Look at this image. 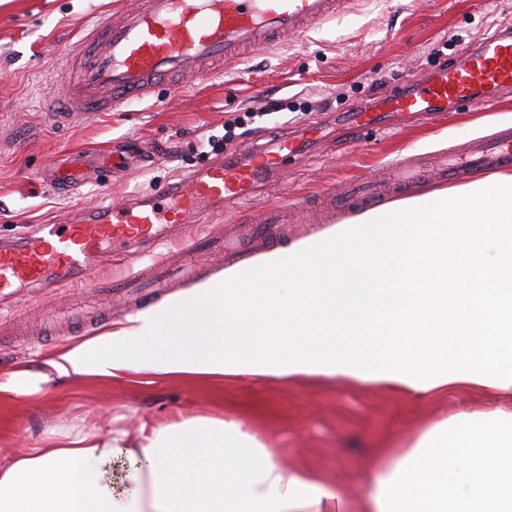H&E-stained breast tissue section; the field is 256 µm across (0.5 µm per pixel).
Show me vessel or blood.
Segmentation results:
<instances>
[{"label": "vessel or blood", "instance_id": "b4317fda", "mask_svg": "<svg viewBox=\"0 0 512 512\" xmlns=\"http://www.w3.org/2000/svg\"><path fill=\"white\" fill-rule=\"evenodd\" d=\"M360 0H136L118 19L101 20L77 44L55 77L63 88L58 105L66 116L88 118L134 99L151 97L164 81L192 70L198 61H238L243 51L262 50L275 38L300 34L342 13ZM512 94V32L500 31L462 50L447 66L418 80L415 88H395L385 96L388 112L425 117L448 107L470 110ZM301 146L279 140L271 152L255 150L245 164L213 163L169 185L161 203L130 199L121 205L80 210L68 223L42 225L28 238L0 242V295L29 288H72L97 282L103 268L120 260L133 265L151 257L154 288L182 282L188 268L169 272L160 247L181 240L183 226L239 205L284 160L298 159ZM512 168V127L463 151L434 158L402 156L372 181L351 180L340 192L306 201L319 221L333 224L351 211L405 195L428 175L440 181L477 179ZM87 156L72 155L65 171H53L55 188L71 190L89 176ZM288 214H266L265 236L286 237Z\"/></svg>", "mask_w": 512, "mask_h": 512}]
</instances>
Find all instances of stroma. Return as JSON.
I'll use <instances>...</instances> for the list:
<instances>
[{
  "mask_svg": "<svg viewBox=\"0 0 512 512\" xmlns=\"http://www.w3.org/2000/svg\"><path fill=\"white\" fill-rule=\"evenodd\" d=\"M130 0H0V238L30 235L45 220L61 221L80 206L126 202L131 194L160 192L167 184L221 159L244 162L270 148L274 136L304 137L307 152L283 165L270 186L244 206L225 210L191 236L237 237L277 207L333 192L350 178L372 179L400 154H434L503 126L512 100L467 112H446L430 123L348 129L352 112L378 110L390 89L411 85L448 63L462 49L512 23V0H364L359 12L332 20L315 33L277 40L239 61L159 86L151 98L128 102L123 111L102 112L86 122L51 116L60 95L53 82L69 48L99 16ZM277 112L264 111L270 101ZM237 120L223 152L203 139L222 137ZM134 141L160 155L151 167L113 174L97 168L79 194L55 193L49 171L74 151L98 152ZM110 307L111 319L73 334L25 343L10 316H34L46 307ZM126 295L100 289L63 288L0 299V457L35 447L45 432L93 426L136 429L178 415L240 418L289 465L308 467L361 493L373 460L408 447L425 427L459 411L486 410L482 392L460 388L419 401L388 388L320 377L253 384L165 381L132 385L118 380L58 379L18 396L3 388L16 364L40 369L45 356L66 344L89 340L113 323L144 310Z\"/></svg>",
  "mask_w": 512,
  "mask_h": 512,
  "instance_id": "stroma-1",
  "label": "stroma"
}]
</instances>
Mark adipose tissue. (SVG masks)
<instances>
[{"instance_id":"obj_1","label":"adipose tissue","mask_w":512,"mask_h":512,"mask_svg":"<svg viewBox=\"0 0 512 512\" xmlns=\"http://www.w3.org/2000/svg\"><path fill=\"white\" fill-rule=\"evenodd\" d=\"M45 364L59 378L325 376L494 406L379 457L351 497L239 419L45 437L0 462V512H512V173L420 191L232 266Z\"/></svg>"}]
</instances>
